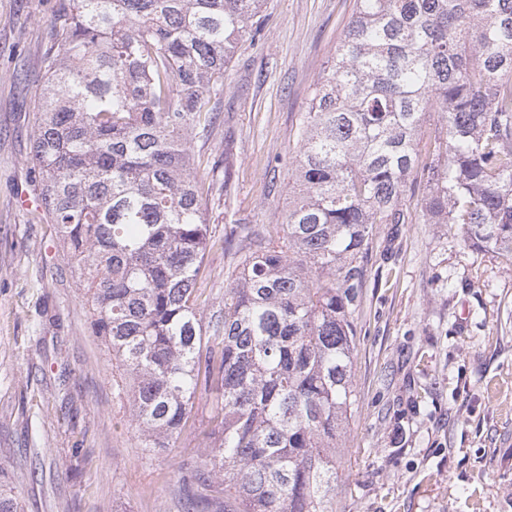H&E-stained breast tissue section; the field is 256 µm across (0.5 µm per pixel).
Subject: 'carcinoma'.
Wrapping results in <instances>:
<instances>
[{"instance_id": "obj_1", "label": "carcinoma", "mask_w": 512, "mask_h": 512, "mask_svg": "<svg viewBox=\"0 0 512 512\" xmlns=\"http://www.w3.org/2000/svg\"><path fill=\"white\" fill-rule=\"evenodd\" d=\"M264 0H62L31 162L112 352L141 447L216 394L189 512H333L355 314L377 224H428L512 259V0H354L289 162L284 224H240L224 302L193 137ZM437 116L431 159L417 145Z\"/></svg>"}]
</instances>
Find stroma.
Masks as SVG:
<instances>
[{
	"label": "stroma",
	"mask_w": 512,
	"mask_h": 512,
	"mask_svg": "<svg viewBox=\"0 0 512 512\" xmlns=\"http://www.w3.org/2000/svg\"><path fill=\"white\" fill-rule=\"evenodd\" d=\"M61 0H0V492L20 512H182L192 429L148 452L112 391V354L54 224L23 209L36 107ZM353 0H265L261 32L224 72L219 117L192 143L216 240L202 275L224 298L234 220L279 224L313 84ZM413 183L405 224L377 225L365 262L335 512H512V263L428 224Z\"/></svg>",
	"instance_id": "obj_1"
}]
</instances>
